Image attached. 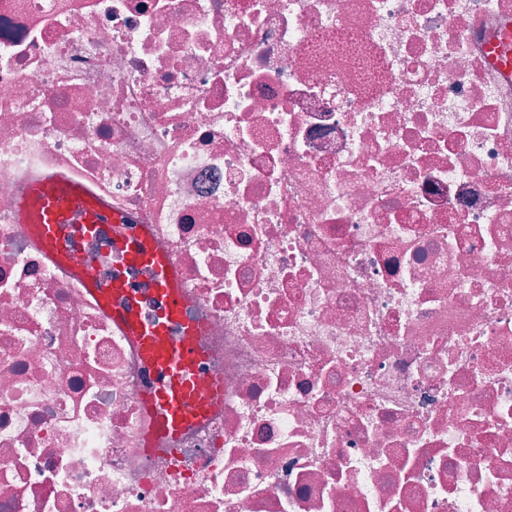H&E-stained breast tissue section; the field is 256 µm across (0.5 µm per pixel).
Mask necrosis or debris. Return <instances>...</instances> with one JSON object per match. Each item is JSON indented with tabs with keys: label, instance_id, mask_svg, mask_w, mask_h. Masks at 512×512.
<instances>
[{
	"label": "necrosis or debris",
	"instance_id": "1",
	"mask_svg": "<svg viewBox=\"0 0 512 512\" xmlns=\"http://www.w3.org/2000/svg\"><path fill=\"white\" fill-rule=\"evenodd\" d=\"M512 0H0V512H512ZM60 172L203 324L141 350L14 214Z\"/></svg>",
	"mask_w": 512,
	"mask_h": 512
}]
</instances>
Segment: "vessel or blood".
I'll use <instances>...</instances> for the list:
<instances>
[{"label":"vessel or blood","instance_id":"1","mask_svg":"<svg viewBox=\"0 0 512 512\" xmlns=\"http://www.w3.org/2000/svg\"><path fill=\"white\" fill-rule=\"evenodd\" d=\"M14 221L27 225L52 258L68 265L100 302L104 316L142 350L152 381L144 408L153 432L145 437V447L203 420L213 402L195 391L196 371L204 359L195 338L202 326L186 317L177 271L152 247L149 231L122 225L88 187L61 175L32 184L18 203ZM72 224L80 225L86 236L111 225L112 250L125 263L112 281H104L70 245Z\"/></svg>","mask_w":512,"mask_h":512}]
</instances>
